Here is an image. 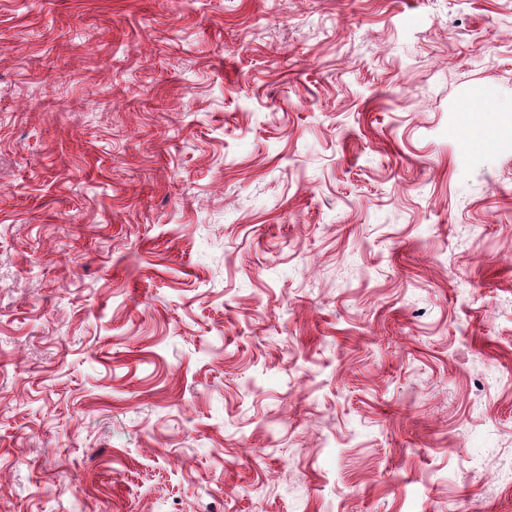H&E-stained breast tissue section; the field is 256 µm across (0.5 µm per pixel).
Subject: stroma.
<instances>
[{
    "instance_id": "obj_1",
    "label": "stroma",
    "mask_w": 512,
    "mask_h": 512,
    "mask_svg": "<svg viewBox=\"0 0 512 512\" xmlns=\"http://www.w3.org/2000/svg\"><path fill=\"white\" fill-rule=\"evenodd\" d=\"M511 470L512 0H0V512Z\"/></svg>"
}]
</instances>
